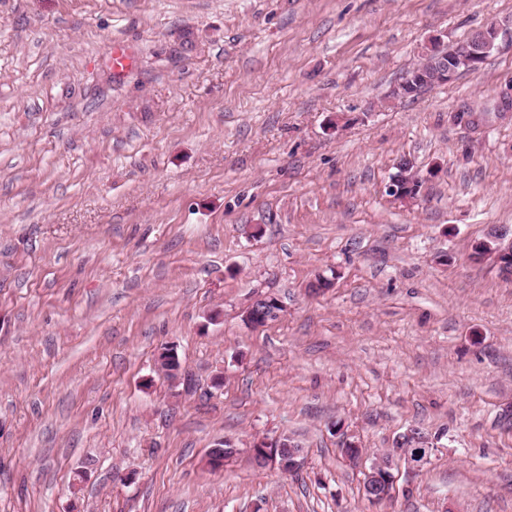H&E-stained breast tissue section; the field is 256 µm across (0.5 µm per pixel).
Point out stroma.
Instances as JSON below:
<instances>
[{
	"mask_svg": "<svg viewBox=\"0 0 512 512\" xmlns=\"http://www.w3.org/2000/svg\"><path fill=\"white\" fill-rule=\"evenodd\" d=\"M494 19L512 0H0V512H512V279L471 258L512 235V120L450 119L493 107L512 41L391 96ZM283 435L299 472L252 464ZM423 182L424 179L416 171H412L410 174L404 171L400 175H393L390 178L387 193L394 200L412 201L418 197ZM409 190L410 194H406ZM281 308L279 300L274 296L257 297L246 309L244 321L253 328L264 327L280 316L283 312ZM394 476L390 471L389 461L382 460L374 465L364 484L366 497L373 504H381L387 500L393 489Z\"/></svg>",
	"mask_w": 512,
	"mask_h": 512,
	"instance_id": "stroma-1",
	"label": "stroma"
}]
</instances>
